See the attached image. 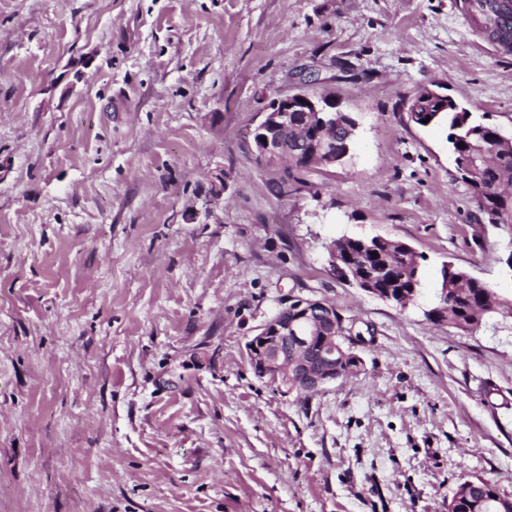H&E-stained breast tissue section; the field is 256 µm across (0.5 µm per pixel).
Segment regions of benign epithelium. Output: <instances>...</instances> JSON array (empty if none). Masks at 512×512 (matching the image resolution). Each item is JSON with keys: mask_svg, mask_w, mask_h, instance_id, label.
<instances>
[{"mask_svg": "<svg viewBox=\"0 0 512 512\" xmlns=\"http://www.w3.org/2000/svg\"><path fill=\"white\" fill-rule=\"evenodd\" d=\"M306 80L291 95L271 99L262 109L263 118L250 131L256 152L271 166L288 168V129L293 122L290 113H303V126L311 129V138L297 142L307 145L318 140L323 161L336 163V141L325 131L336 122V102L317 95ZM341 251L336 244L329 247L332 269L354 280L363 291L383 301L392 302L391 293L374 286L377 272L352 275V269L340 265ZM448 310V288L436 292L428 317L444 321ZM344 329L337 327L336 307L327 300L299 299L281 308L246 344L248 362L253 373L283 386L286 392H317L329 383L356 372L359 361L349 362L353 350L346 345Z\"/></svg>", "mask_w": 512, "mask_h": 512, "instance_id": "1", "label": "benign epithelium"}]
</instances>
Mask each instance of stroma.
I'll return each instance as SVG.
<instances>
[{"label":"stroma","mask_w":512,"mask_h":512,"mask_svg":"<svg viewBox=\"0 0 512 512\" xmlns=\"http://www.w3.org/2000/svg\"><path fill=\"white\" fill-rule=\"evenodd\" d=\"M461 3L0 0V512H448L475 478L512 497V313L427 317L446 263L512 300V226L484 223L447 125L404 110L444 82L512 133V49ZM311 78L357 127L297 183L248 132ZM342 236L412 247L418 297L339 279ZM291 298L352 323L356 375H254L245 344Z\"/></svg>","instance_id":"stroma-1"}]
</instances>
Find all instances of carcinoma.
Wrapping results in <instances>:
<instances>
[{"mask_svg":"<svg viewBox=\"0 0 512 512\" xmlns=\"http://www.w3.org/2000/svg\"><path fill=\"white\" fill-rule=\"evenodd\" d=\"M475 21L488 37L501 46L512 48V27H504L499 20L498 0H472ZM418 107L415 124L425 126L423 120L444 121L448 124V143L461 179L469 186L472 196L490 224L512 226V135L501 136V130L483 123L468 108L448 100L442 110L439 103L416 98ZM353 118L346 112L336 113V145L350 142L348 137ZM464 147H459V144ZM375 238H356L350 245L347 264L370 270L380 263L372 256ZM420 284L419 261L415 253L392 247L389 267L379 273L380 288H389L393 294ZM448 326L462 332L477 330L487 317L512 303L499 298L496 292L468 273L448 266ZM497 493L496 485L485 479L461 483L448 503V512H493L490 499Z\"/></svg>","mask_w":512,"mask_h":512,"instance_id":"1","label":"carcinoma"}]
</instances>
